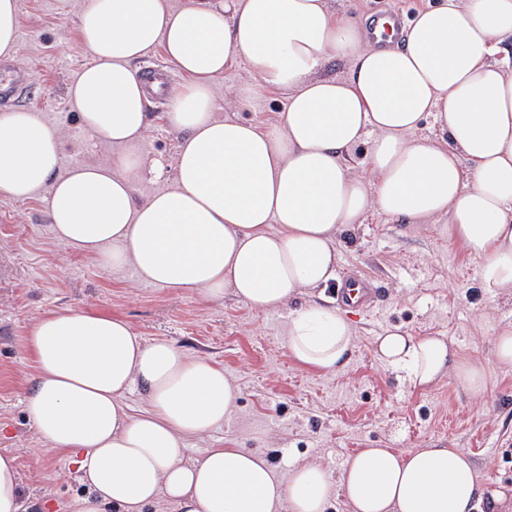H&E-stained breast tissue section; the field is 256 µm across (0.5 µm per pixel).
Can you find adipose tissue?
I'll return each mask as SVG.
<instances>
[{
  "instance_id": "1",
  "label": "adipose tissue",
  "mask_w": 512,
  "mask_h": 512,
  "mask_svg": "<svg viewBox=\"0 0 512 512\" xmlns=\"http://www.w3.org/2000/svg\"><path fill=\"white\" fill-rule=\"evenodd\" d=\"M79 32L91 58L68 87L83 129L111 160L58 174L61 135L37 113H0V194L45 192L55 241L138 280L206 300L232 293L257 310L289 308L336 278L338 237L376 212L421 224L480 258L491 294L512 295V0H441L419 10L402 46L371 43L332 0H87ZM162 47L190 82L170 94L182 134L171 188L136 199L160 177L138 144L150 128L136 63ZM242 57L259 88L289 91L276 125L217 119L213 83ZM347 62L343 77L324 75ZM433 117L437 137L421 135ZM371 146L362 165L349 151ZM284 346L300 368L340 370L356 327L340 309H289ZM28 350V418L48 450L68 455L86 495L68 512H512V488L479 483L460 448H363L339 472L318 463L281 473L257 451L226 446L186 461L187 440L222 426L237 394L223 368L166 340L148 342L124 318L72 307L39 316ZM379 362L427 389L449 377L474 395L488 362L442 336L389 328ZM141 386L146 407L124 402Z\"/></svg>"
}]
</instances>
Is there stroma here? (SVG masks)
<instances>
[{
    "instance_id": "1",
    "label": "stroma",
    "mask_w": 512,
    "mask_h": 512,
    "mask_svg": "<svg viewBox=\"0 0 512 512\" xmlns=\"http://www.w3.org/2000/svg\"><path fill=\"white\" fill-rule=\"evenodd\" d=\"M16 59L33 84L18 105L62 133L61 169L96 164L111 146L83 131L67 96L88 55L78 18L84 0H18ZM428 0H335L356 19L397 10L412 18ZM252 76L241 60L213 87L217 117L260 127L275 125L288 97L270 89L237 104ZM151 127L143 154L164 164L161 178L136 188L138 201L171 187L181 134L168 105H148ZM338 277L367 283L370 305L354 308L356 347L333 375L297 368L281 336L287 311L253 309L232 295L210 302L194 293L138 282L132 270L113 274L96 260L68 252L51 232L43 195L17 202L0 195V431L1 449L18 457L23 512H65L85 493L70 458L44 450L25 402L35 373L27 339L45 312L79 306L127 319L145 341L167 340L222 367L239 390L222 427L188 441L186 461L221 444L258 449L278 471L318 462L340 471L361 448H461L481 484L512 485V367L492 366L488 390L471 396L444 378L429 389L399 381L375 355V340L398 327L413 336H442L468 355L491 358L499 321L512 320V297L479 284L480 259L448 239V221L407 224L374 213L339 236Z\"/></svg>"
}]
</instances>
